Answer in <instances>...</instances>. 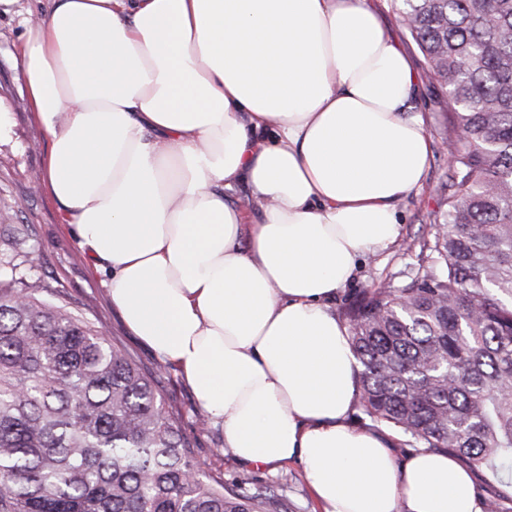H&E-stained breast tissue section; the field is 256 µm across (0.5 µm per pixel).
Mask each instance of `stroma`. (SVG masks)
Returning a JSON list of instances; mask_svg holds the SVG:
<instances>
[{
  "label": "stroma",
  "instance_id": "stroma-1",
  "mask_svg": "<svg viewBox=\"0 0 512 512\" xmlns=\"http://www.w3.org/2000/svg\"><path fill=\"white\" fill-rule=\"evenodd\" d=\"M372 3L388 33L402 44L418 76V107L432 142L433 158L422 187L399 204L401 226L397 241L363 258L357 277L339 291L331 306L337 315L368 288L384 283L395 287L407 284L423 243L431 237V224L447 208L445 142L453 130L446 90L433 78L410 34L391 12L388 0ZM49 6V0H15L11 13L0 14V208L11 207V223L32 228L27 243L35 253L31 278L62 287L72 307L103 326L109 335L118 337L140 367H160L159 357L126 329L102 285V275L95 272L80 248L72 227L64 224L57 203L37 184L49 151V138L31 110L26 81L16 58L27 21ZM161 369L159 389L175 411L182 433L190 439L195 458L221 476L225 487L242 494L268 488L287 501L288 512H320L300 463L257 469L237 463L224 446L221 426L211 423L206 429H199L201 410L184 378L174 367Z\"/></svg>",
  "mask_w": 512,
  "mask_h": 512
}]
</instances>
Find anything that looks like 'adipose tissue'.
<instances>
[{
	"label": "adipose tissue",
	"mask_w": 512,
	"mask_h": 512,
	"mask_svg": "<svg viewBox=\"0 0 512 512\" xmlns=\"http://www.w3.org/2000/svg\"><path fill=\"white\" fill-rule=\"evenodd\" d=\"M18 63L43 188L240 462L299 461L322 512H484L454 457L400 462L346 422L359 364L331 303L432 156L369 0H52Z\"/></svg>",
	"instance_id": "1"
}]
</instances>
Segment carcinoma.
Returning a JSON list of instances; mask_svg holds the SVG:
<instances>
[{
  "instance_id": "obj_1",
  "label": "carcinoma",
  "mask_w": 512,
  "mask_h": 512,
  "mask_svg": "<svg viewBox=\"0 0 512 512\" xmlns=\"http://www.w3.org/2000/svg\"><path fill=\"white\" fill-rule=\"evenodd\" d=\"M448 90V209L410 283L345 311L357 404L407 448L512 469V0H397ZM30 225L0 250V512H288L193 457L158 386L63 290L31 281Z\"/></svg>"
}]
</instances>
